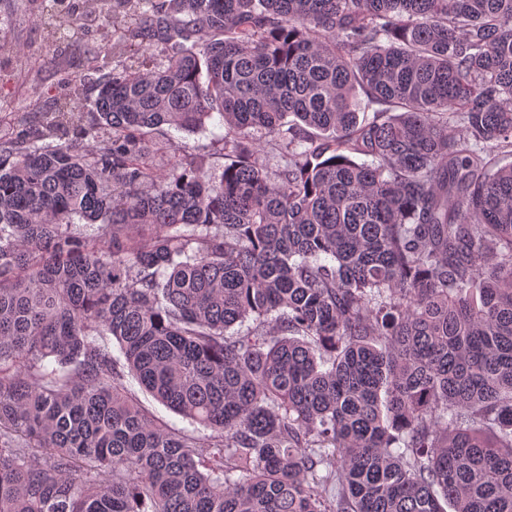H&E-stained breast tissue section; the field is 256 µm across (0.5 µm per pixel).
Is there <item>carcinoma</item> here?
Segmentation results:
<instances>
[{
  "mask_svg": "<svg viewBox=\"0 0 512 512\" xmlns=\"http://www.w3.org/2000/svg\"><path fill=\"white\" fill-rule=\"evenodd\" d=\"M108 2L0 142V512H512V0ZM164 132L167 135H159L157 139L166 142V138H170L169 145L165 149L162 160H160V168L166 172L171 168V163L174 156L180 157L184 153H198L201 148L206 147L207 165L216 169V172H221L224 163L228 161L224 159L221 150V142H216L217 136L224 133V129L216 125V122H208L205 130H200L195 133L177 132L173 129L164 127ZM169 135L171 137H169ZM130 385L134 390L137 391L139 399L143 406L146 409H148V411L156 419L168 422L169 424L175 426L176 428H187L189 430L193 429V426L190 425L187 420H183L179 415L173 413L171 410H169L162 404L156 402L152 397L141 393L135 381L130 380Z\"/></svg>",
  "mask_w": 512,
  "mask_h": 512,
  "instance_id": "carcinoma-1",
  "label": "carcinoma"
}]
</instances>
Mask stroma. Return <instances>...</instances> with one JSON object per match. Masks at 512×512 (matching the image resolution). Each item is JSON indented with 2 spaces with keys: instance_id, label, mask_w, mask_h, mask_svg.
<instances>
[{
  "instance_id": "1",
  "label": "stroma",
  "mask_w": 512,
  "mask_h": 512,
  "mask_svg": "<svg viewBox=\"0 0 512 512\" xmlns=\"http://www.w3.org/2000/svg\"><path fill=\"white\" fill-rule=\"evenodd\" d=\"M41 13L42 0H0V137L29 129L39 113L57 111L76 80L85 89L81 109L91 111L100 77L94 49L120 40L126 46L125 66L138 68L143 59L144 45L132 22L99 21L54 33L40 23ZM220 133L213 122L194 133L172 132L161 169L169 170L174 158L202 149L208 165L222 169Z\"/></svg>"
}]
</instances>
